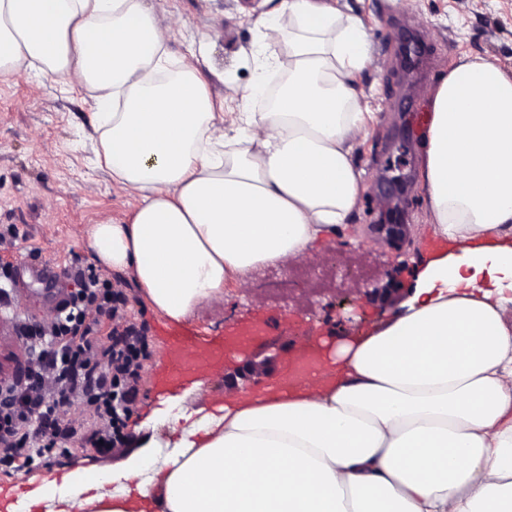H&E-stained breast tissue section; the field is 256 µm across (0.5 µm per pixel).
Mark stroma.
Instances as JSON below:
<instances>
[{"label":"stroma","mask_w":512,"mask_h":512,"mask_svg":"<svg viewBox=\"0 0 512 512\" xmlns=\"http://www.w3.org/2000/svg\"><path fill=\"white\" fill-rule=\"evenodd\" d=\"M278 0H147L150 7L172 18L170 61L193 53L215 102L228 112H263V100L249 90L261 67L286 74L287 47L261 55L260 18ZM359 16L371 45L373 63L354 83L367 95L377 122L368 141L355 148L363 188L345 231L324 241L313 263L335 267L338 276L377 262L390 270L401 288L400 300L381 305L359 300L349 320H341L335 296L319 298L312 309L304 304L312 282L304 273L280 268L255 271L245 285H229L222 301L209 304L187 322L208 334L226 326L267 315L276 321L255 351L277 349L276 367H283L291 347L316 337L329 344L353 340L389 320L415 292L420 262L433 238L430 215L420 186L423 142L432 112L430 90L441 75L465 55H480L512 71V0H341ZM417 40L423 54L407 66L402 49ZM93 102L86 89L62 85L54 77L24 72L0 78V231L16 227L19 238L11 252L14 275L25 282L17 292L18 312L30 323L52 319L59 304L77 284L70 277L51 278L49 260L65 267H94L87 248V225L110 218L130 221L135 202L97 167L87 138ZM400 212L408 226L401 248H391L370 234L389 212ZM103 278L128 299L127 320L146 323L152 354L146 361L139 392L126 422L128 442L108 455L94 452L59 458L53 465L12 476L0 474V512L14 507L25 512L26 496L43 481L61 479L82 469H114L146 453L156 443L175 440L159 412L163 398L154 393L153 374L163 358L159 326L164 317L145 302L129 275L103 271ZM227 386L211 378L201 386L173 391L178 410L213 409L223 404Z\"/></svg>","instance_id":"35a3bbf8"}]
</instances>
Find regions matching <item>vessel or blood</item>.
<instances>
[{
	"label": "vessel or blood",
	"instance_id": "vessel-or-blood-1",
	"mask_svg": "<svg viewBox=\"0 0 512 512\" xmlns=\"http://www.w3.org/2000/svg\"><path fill=\"white\" fill-rule=\"evenodd\" d=\"M273 323L272 317L261 316L251 323L235 324L206 337L187 324H162L165 358L155 374V392L180 389L210 374L222 375L225 360L248 350L267 334ZM322 360L323 353L318 344L293 350L284 368L267 383V391L298 389Z\"/></svg>",
	"mask_w": 512,
	"mask_h": 512
}]
</instances>
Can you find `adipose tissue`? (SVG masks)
Here are the masks:
<instances>
[{
	"instance_id": "adipose-tissue-1",
	"label": "adipose tissue",
	"mask_w": 512,
	"mask_h": 512,
	"mask_svg": "<svg viewBox=\"0 0 512 512\" xmlns=\"http://www.w3.org/2000/svg\"><path fill=\"white\" fill-rule=\"evenodd\" d=\"M260 24L288 79L228 122L197 58L165 71L172 26L145 0H0V76L63 77L105 110L103 161L137 206L88 228L94 260L174 321L311 257L357 206L376 119L353 84L372 60L362 20L279 0ZM431 99L421 186L456 250L429 256L406 310L337 343L320 383L173 416L166 450L80 471L62 497L45 484L34 505L141 512L157 490L162 512H512V74L465 57Z\"/></svg>"
}]
</instances>
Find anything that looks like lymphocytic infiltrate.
Segmentation results:
<instances>
[{"instance_id": "lymphocytic-infiltrate-1", "label": "lymphocytic infiltrate", "mask_w": 512, "mask_h": 512, "mask_svg": "<svg viewBox=\"0 0 512 512\" xmlns=\"http://www.w3.org/2000/svg\"><path fill=\"white\" fill-rule=\"evenodd\" d=\"M75 293L50 323L17 322L15 332L28 366L0 386V472L40 464L54 451L105 453L124 439L123 419L138 394L148 356L144 328L119 323L126 304L121 290L96 273L75 269ZM84 407L81 423L60 413L73 401Z\"/></svg>"}]
</instances>
